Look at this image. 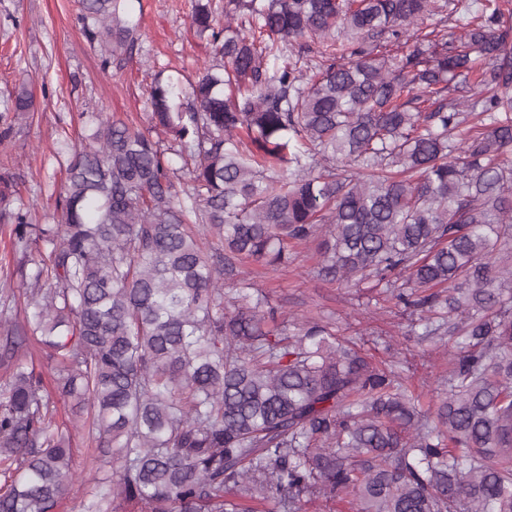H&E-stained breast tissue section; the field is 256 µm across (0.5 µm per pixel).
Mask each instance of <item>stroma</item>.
Returning a JSON list of instances; mask_svg holds the SVG:
<instances>
[{
    "label": "stroma",
    "instance_id": "obj_1",
    "mask_svg": "<svg viewBox=\"0 0 512 512\" xmlns=\"http://www.w3.org/2000/svg\"><path fill=\"white\" fill-rule=\"evenodd\" d=\"M131 9L143 18L141 49L123 68L107 70L77 20L76 0H0V106L22 83L38 103L33 118L16 126L8 163L31 223L52 221L66 167L55 156L57 141L64 135L80 141L81 113L127 116L148 127L151 71H176L187 82L211 60L191 26L192 0H133ZM318 260L311 242L296 247L287 265L252 264L255 287L283 316L335 322L374 362L401 371L419 409L434 412L454 339L420 341L409 333L411 315L382 286L339 284L320 275ZM72 448L75 486L57 512H82L83 491L106 474L86 428L73 429Z\"/></svg>",
    "mask_w": 512,
    "mask_h": 512
}]
</instances>
